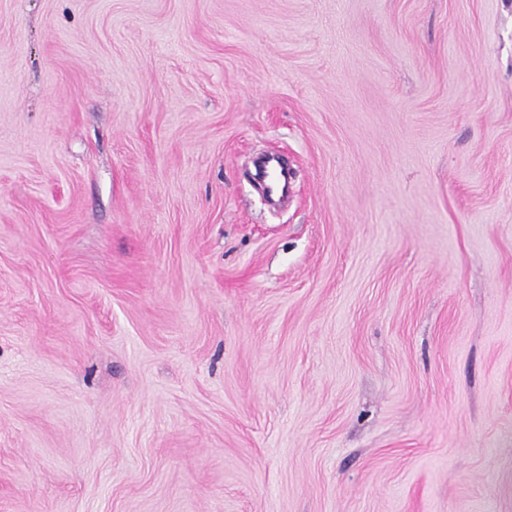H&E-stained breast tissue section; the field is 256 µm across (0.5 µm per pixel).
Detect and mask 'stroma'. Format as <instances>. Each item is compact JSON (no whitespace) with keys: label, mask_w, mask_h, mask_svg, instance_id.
<instances>
[{"label":"stroma","mask_w":512,"mask_h":512,"mask_svg":"<svg viewBox=\"0 0 512 512\" xmlns=\"http://www.w3.org/2000/svg\"><path fill=\"white\" fill-rule=\"evenodd\" d=\"M0 512H512V0H0Z\"/></svg>","instance_id":"1"}]
</instances>
